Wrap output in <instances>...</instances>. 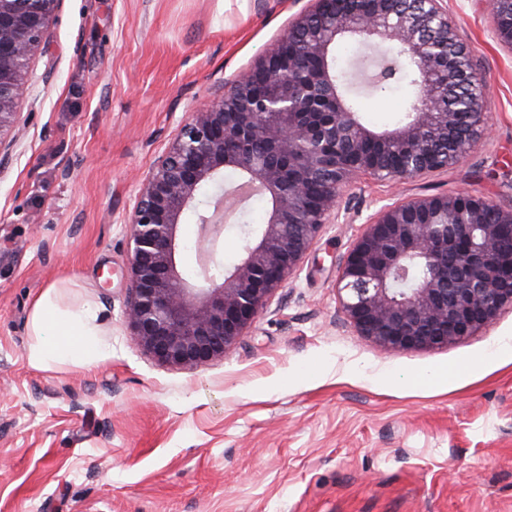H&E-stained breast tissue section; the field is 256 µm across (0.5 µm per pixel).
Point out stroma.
<instances>
[{"mask_svg":"<svg viewBox=\"0 0 512 512\" xmlns=\"http://www.w3.org/2000/svg\"><path fill=\"white\" fill-rule=\"evenodd\" d=\"M482 78L488 134L448 168L356 178L300 270L223 359L162 365L124 312L125 219L187 110L313 0H60L0 164V512H512V310L405 353L339 313L343 258L382 207L463 190L512 210V48L488 0H444ZM416 87L350 95L375 132ZM92 304L107 353L29 364L51 284ZM435 370L448 381L424 385Z\"/></svg>","mask_w":512,"mask_h":512,"instance_id":"35a3bbf8","label":"stroma"}]
</instances>
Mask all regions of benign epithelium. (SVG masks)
<instances>
[{
    "label": "benign epithelium",
    "mask_w": 512,
    "mask_h": 512,
    "mask_svg": "<svg viewBox=\"0 0 512 512\" xmlns=\"http://www.w3.org/2000/svg\"><path fill=\"white\" fill-rule=\"evenodd\" d=\"M316 0L229 89L181 119L170 146L145 177L124 221L128 229L125 322L157 362L194 369L224 358L271 297L297 272L327 224H336L340 188L352 177L406 180L459 162L484 131L481 98L467 91L474 72L458 46L441 0ZM59 0H0V160L17 138L18 103L32 92L31 61L47 40ZM400 45L416 67L418 98L410 121L382 133L367 129L338 92L331 59L336 38ZM316 64L311 80L298 74ZM263 144L261 156L251 148ZM235 148H229V145ZM256 182L270 198L266 223L246 238L243 256L216 284L224 206L197 214L200 270L208 287L177 268L185 213L224 168ZM324 186L316 197L309 190ZM465 191L382 209L345 257L338 290L357 333L394 352L444 346L493 324L512 309V250L500 249L505 212ZM499 220L489 222L488 211ZM421 275L410 288L396 284Z\"/></svg>",
    "instance_id": "7a95c632"
}]
</instances>
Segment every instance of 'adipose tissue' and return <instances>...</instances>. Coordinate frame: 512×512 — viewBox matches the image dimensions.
Masks as SVG:
<instances>
[{
	"label": "adipose tissue",
	"mask_w": 512,
	"mask_h": 512,
	"mask_svg": "<svg viewBox=\"0 0 512 512\" xmlns=\"http://www.w3.org/2000/svg\"><path fill=\"white\" fill-rule=\"evenodd\" d=\"M96 321L93 306H64L58 286H49L38 297L31 313L33 339L28 348L29 363L48 369L56 365L80 364L105 355Z\"/></svg>",
	"instance_id": "1"
}]
</instances>
